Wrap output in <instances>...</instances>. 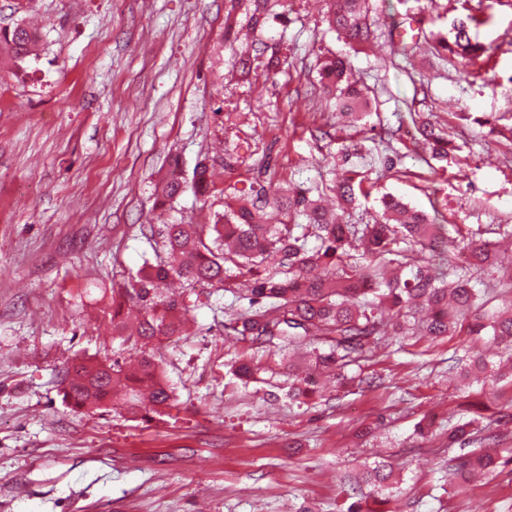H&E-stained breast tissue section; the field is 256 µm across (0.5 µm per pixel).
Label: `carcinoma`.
Returning a JSON list of instances; mask_svg holds the SVG:
<instances>
[{"label":"carcinoma","mask_w":512,"mask_h":512,"mask_svg":"<svg viewBox=\"0 0 512 512\" xmlns=\"http://www.w3.org/2000/svg\"><path fill=\"white\" fill-rule=\"evenodd\" d=\"M369 0H326L329 28L354 51L371 41L367 23ZM476 17L452 22L453 40L430 34L436 51L473 65L487 49L471 35ZM36 45L35 32L23 24L0 32V55L23 61ZM322 78L336 88L342 112H364L366 96L350 81L348 58L319 62ZM422 133L432 156L448 155L447 139L429 123ZM214 170L198 164L186 180L174 163L155 186L156 202H174L186 189L202 197L216 190ZM365 178L344 175L331 187L338 206L346 210L370 194ZM224 203L208 224H165L162 250L147 261L132 281L112 288V335L121 336L141 352L133 367L78 358L64 371L63 398L75 409L112 406L132 415L161 413L172 406L173 390L163 376V340L184 335L191 305L186 298L197 285L230 292L248 307L224 320V334L250 349L254 345L288 348L311 361L316 369L333 372L339 384L355 381L345 368L379 344L389 346L407 336L444 338L465 329L472 336L490 337L485 353L462 366L475 382L497 373L494 359L512 361V300L498 311L488 308L489 294L475 287V275L498 268L492 241L464 240V256L453 264L448 254V225L437 216L411 210L400 199L382 197L381 221L349 224L330 220L317 200L293 185L256 180L245 188L228 185ZM317 244L309 246V238ZM422 259L413 257L415 252ZM280 365L288 370L290 399L312 395L308 376L291 371L288 355ZM257 368L247 358L232 365L233 376L247 383ZM472 417L448 428V447L464 441L469 428L481 423L479 404L465 402ZM495 457L482 448L455 458L452 475L463 478L490 472ZM388 465L366 468L362 480L383 491L389 488Z\"/></svg>","instance_id":"carcinoma-1"}]
</instances>
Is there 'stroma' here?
<instances>
[{
	"mask_svg": "<svg viewBox=\"0 0 512 512\" xmlns=\"http://www.w3.org/2000/svg\"><path fill=\"white\" fill-rule=\"evenodd\" d=\"M467 13L482 19L488 69L462 74L427 46L404 59L389 35L404 19L445 32ZM21 21L36 52L0 69V512H343L348 477L379 462L401 489L391 512H512V432L495 474L448 480V427L462 420L449 359L488 347L465 332L372 349L347 369L365 385L319 375L296 405L276 395L288 379L271 348L251 351L257 380L232 376L241 348L221 323L239 304L205 288L192 334L162 344L171 409L77 412L61 394L73 359L130 356L112 334V288L154 260L151 227L224 208L190 192L155 207L172 160L188 174L216 165L220 185L266 168L314 198L347 168L374 184L351 223H373L389 193L496 240L512 225V0H373V47L359 53L321 0H288L258 28L231 0H0V30ZM334 54L369 92L362 120L318 82L317 57ZM414 111L445 133L447 158L425 149Z\"/></svg>",
	"mask_w": 512,
	"mask_h": 512,
	"instance_id": "35a3bbf8",
	"label": "stroma"
}]
</instances>
